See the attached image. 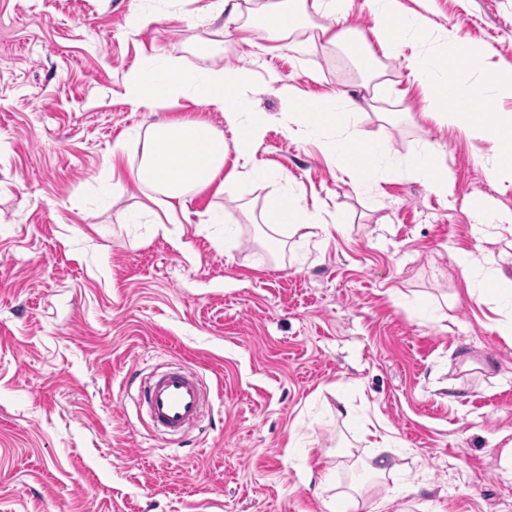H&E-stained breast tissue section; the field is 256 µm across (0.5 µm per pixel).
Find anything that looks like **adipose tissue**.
I'll return each instance as SVG.
<instances>
[{"instance_id":"adipose-tissue-1","label":"adipose tissue","mask_w":512,"mask_h":512,"mask_svg":"<svg viewBox=\"0 0 512 512\" xmlns=\"http://www.w3.org/2000/svg\"><path fill=\"white\" fill-rule=\"evenodd\" d=\"M217 7L229 10L237 23V32L259 30L278 43L287 41L299 29L315 26L318 40L326 45H347L350 62L362 76V88L377 92L385 87V67L379 58L360 45L347 44L344 33L335 29L334 23L344 17L349 0H256L245 12L235 2L230 5L226 0H218ZM314 14L320 16V24H312L310 17ZM250 79L249 70L244 68L191 70L171 57L145 58L128 74L125 89L133 105L150 108L187 96L221 112L230 127L242 131L230 143L223 132L202 120L166 121L150 127L133 177L170 201L164 210V220L155 223L156 230L164 232L169 225L178 223L174 203L185 200L191 192L215 184L226 189L247 179L264 177V170L255 167L245 171L224 167L228 152H235L243 160L250 157L264 122L241 93ZM280 92L288 102L290 123L303 125L309 137L317 138L326 129H337L338 135L328 150L354 187H366L382 172L386 146L381 138L362 131L366 111L359 100L336 92L306 97L290 86L281 87ZM410 173L432 193L445 196L452 189V173L434 148H424L415 155ZM260 220L272 237L293 231L309 240L324 237L327 232L320 214L296 200L285 199L272 205L262 211ZM456 265L464 281L481 279V300L496 302L512 295V280L485 272L474 255L457 256Z\"/></svg>"}]
</instances>
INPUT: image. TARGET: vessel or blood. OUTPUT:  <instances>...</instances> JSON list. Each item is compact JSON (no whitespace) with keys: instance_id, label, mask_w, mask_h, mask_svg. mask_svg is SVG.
Returning <instances> with one entry per match:
<instances>
[{"instance_id":"vessel-or-blood-1","label":"vessel or blood","mask_w":512,"mask_h":512,"mask_svg":"<svg viewBox=\"0 0 512 512\" xmlns=\"http://www.w3.org/2000/svg\"><path fill=\"white\" fill-rule=\"evenodd\" d=\"M145 400L153 427L170 434L183 432L194 425L207 404L199 379L180 369L154 377Z\"/></svg>"}]
</instances>
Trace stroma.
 I'll list each match as a JSON object with an SVG mask.
<instances>
[{"instance_id": "35a3bbf8", "label": "stroma", "mask_w": 512, "mask_h": 512, "mask_svg": "<svg viewBox=\"0 0 512 512\" xmlns=\"http://www.w3.org/2000/svg\"><path fill=\"white\" fill-rule=\"evenodd\" d=\"M213 2L0 0V512H329L349 494L359 512H512V335L493 329L512 305L477 304L455 264L489 255L512 279V185L486 180L490 143L421 118L405 59L388 60L392 92L362 128L386 138L395 173L354 189L324 149L335 131L289 127L277 89L354 95L359 73L309 28L241 41ZM401 4L512 65V0ZM134 9L156 22L130 33ZM159 54L250 70L268 173L192 193L166 236L131 176L146 132L226 124L190 99L130 103L125 76ZM424 146L451 194L407 173ZM287 190L330 238L262 243L260 214ZM173 361L211 407L171 442L135 398Z\"/></svg>"}]
</instances>
